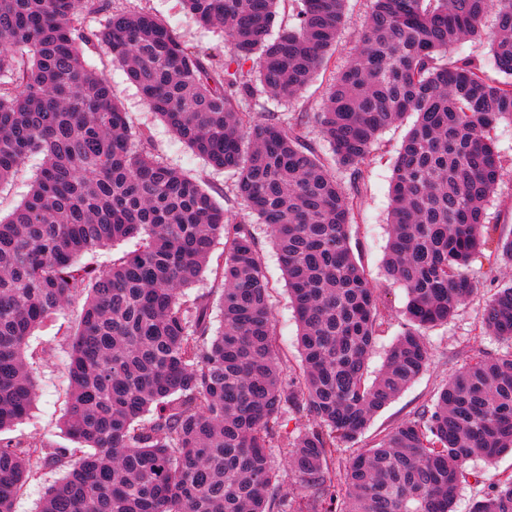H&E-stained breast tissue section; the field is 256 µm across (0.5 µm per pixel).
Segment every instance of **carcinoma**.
Segmentation results:
<instances>
[{"label":"carcinoma","instance_id":"carcinoma-1","mask_svg":"<svg viewBox=\"0 0 512 512\" xmlns=\"http://www.w3.org/2000/svg\"><path fill=\"white\" fill-rule=\"evenodd\" d=\"M296 2L295 25L273 38L278 0H183L200 24L224 28L215 67L157 16L113 12L110 0H0V184L42 157L25 199L0 217V435L34 405L30 336L84 301L62 421L74 447L0 438V512L47 469L63 474L40 512H454L465 464L512 451L510 349L469 357L429 404L340 458L427 368L424 330L476 291L469 266L496 231L486 206L503 176L495 129L512 121V0H372L314 115L332 166L305 122L247 108L255 80L277 101L299 95L347 23V0ZM102 11L103 28H82L80 14ZM470 39L487 40V62L452 55ZM95 40L179 141L236 175L279 255L299 374L277 342L254 226L133 130L84 59ZM407 114L416 121L393 164L384 262L406 291L405 323L370 381L383 311L350 228L361 166ZM131 238L140 248L109 266L81 262ZM221 239L214 332L209 297L185 290ZM483 325L512 341V283ZM274 448L299 479L295 495L275 493ZM474 512H512V476Z\"/></svg>","mask_w":512,"mask_h":512}]
</instances>
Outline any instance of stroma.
<instances>
[{
  "instance_id": "stroma-1",
  "label": "stroma",
  "mask_w": 512,
  "mask_h": 512,
  "mask_svg": "<svg viewBox=\"0 0 512 512\" xmlns=\"http://www.w3.org/2000/svg\"><path fill=\"white\" fill-rule=\"evenodd\" d=\"M112 6L124 10H147L161 18L186 43L220 55L224 52V33L218 28L202 26L190 14L181 0H112ZM371 8V0H349V21L341 30L336 49L327 65L315 80L288 103L268 100L257 95L252 102L256 112H272L282 118H304L310 141L322 157L331 152L322 140L313 120L319 112L328 84L350 58L357 45L360 28ZM87 64L104 72L112 82V90L127 112L134 130L148 131L158 155L170 166L205 182L220 204L245 220L249 211L234 191L232 172L216 170L196 157L180 143L143 104L137 89L131 85L122 67L113 61L108 47L97 42L84 48ZM414 122L405 117L380 135V148L362 167V199L350 231V246L357 264L370 284L377 289L384 309L383 324L373 353L368 361L369 376H376L388 350L401 330L406 305V292L385 277L383 261L389 238L387 214L390 206L389 186L392 165L398 149ZM495 134L504 177L491 197L487 213L490 223L503 230L512 229V122H499ZM263 255L266 275L272 287L270 304L279 343L288 358L291 372H298L301 358L297 346L298 325L288 297V286L265 228L256 231ZM470 274L477 283L474 296L461 305L447 324L430 328L426 339L430 349V363L424 373L391 403L380 410L369 422L356 445L371 446L376 439L393 426L412 416L430 402L434 393L458 369L468 356L479 352L498 353L508 347L507 341L485 333L482 314L493 299L498 287L512 282V264L503 261L495 245L486 246L473 260ZM81 304L68 306L63 314L43 323L29 340L28 361L37 383V398L30 415L9 432L12 440L48 439L61 448L71 442L61 431L68 401L67 350L69 335L80 319ZM467 477L462 481L454 503L455 512H472L486 488L505 475L512 474V453L505 452L494 460L477 457L466 464Z\"/></svg>"
}]
</instances>
